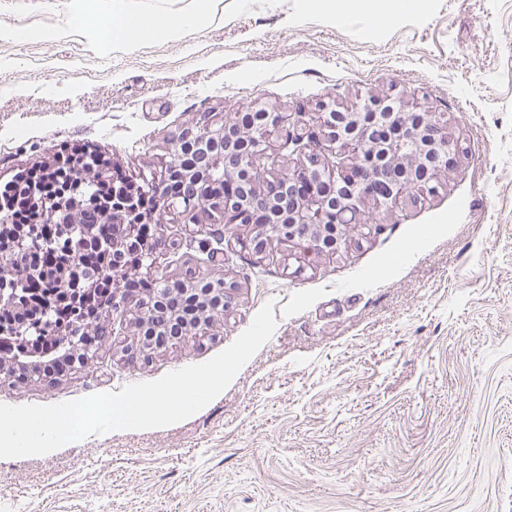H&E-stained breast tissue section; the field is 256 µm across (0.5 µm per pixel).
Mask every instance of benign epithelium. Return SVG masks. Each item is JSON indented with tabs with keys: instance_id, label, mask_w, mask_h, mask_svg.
<instances>
[{
	"instance_id": "1",
	"label": "benign epithelium",
	"mask_w": 512,
	"mask_h": 512,
	"mask_svg": "<svg viewBox=\"0 0 512 512\" xmlns=\"http://www.w3.org/2000/svg\"><path fill=\"white\" fill-rule=\"evenodd\" d=\"M304 116L302 107L292 117L262 110L244 126L205 114L182 130L174 158L160 175L140 186L113 176L108 161L94 158L101 180L112 183L109 223L119 228L112 239L113 272L122 275L130 235L151 221L145 211L151 197L159 207L189 215L192 224L222 219L249 226L246 246L256 254L276 237L299 242L304 258L311 259L337 252L347 242L346 228L359 223L366 204L378 211L415 189L432 190L430 182L458 157L459 147L436 116L411 112L400 99L391 101L384 114L355 105L344 112H324L312 124ZM274 136L285 145L296 144L308 165L264 181L257 174V159L275 154ZM324 142L340 161L320 158L317 148ZM64 174L49 163L23 177L20 186L29 188L23 204H46L37 197L39 186ZM85 203L75 194L52 201L49 223H74ZM6 258L0 251V302L15 293L11 285L19 277ZM223 313L222 308L208 312L207 318L186 326L180 339L201 334L210 319Z\"/></svg>"
}]
</instances>
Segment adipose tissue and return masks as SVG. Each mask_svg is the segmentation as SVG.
<instances>
[{"mask_svg":"<svg viewBox=\"0 0 512 512\" xmlns=\"http://www.w3.org/2000/svg\"><path fill=\"white\" fill-rule=\"evenodd\" d=\"M300 7L302 14L320 16L334 24L365 15L382 25L399 15L427 16L431 3L430 0H300ZM210 20V12L203 4L162 18L131 11L125 0H113L112 14L102 27L110 38L132 50L146 42L182 38Z\"/></svg>","mask_w":512,"mask_h":512,"instance_id":"ef3b65f1","label":"adipose tissue"}]
</instances>
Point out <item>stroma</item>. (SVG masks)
I'll use <instances>...</instances> for the list:
<instances>
[{
    "instance_id": "1",
    "label": "stroma",
    "mask_w": 512,
    "mask_h": 512,
    "mask_svg": "<svg viewBox=\"0 0 512 512\" xmlns=\"http://www.w3.org/2000/svg\"><path fill=\"white\" fill-rule=\"evenodd\" d=\"M212 24L128 51L89 14L112 0H0V186L97 151L159 176L202 114L313 118L372 97L437 114L462 147L335 255L245 248L249 230L162 213L155 277L236 283L206 335L127 363L109 345L54 386L0 377V404L50 405L206 362L273 303L277 326L205 408L164 428L0 459V512H512V0H432L425 19L337 26L299 0H213Z\"/></svg>"
}]
</instances>
